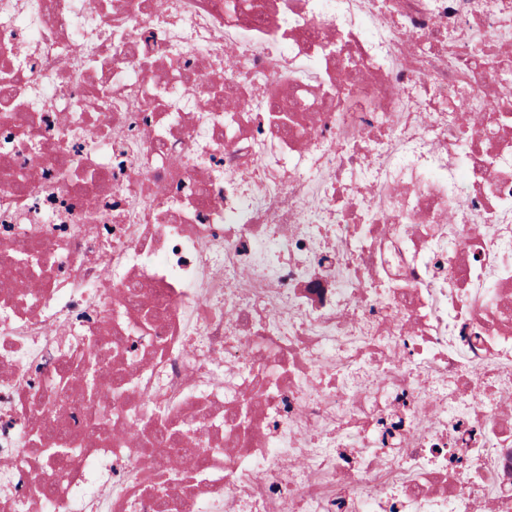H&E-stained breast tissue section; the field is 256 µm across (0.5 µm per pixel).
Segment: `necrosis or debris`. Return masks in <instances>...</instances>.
Returning <instances> with one entry per match:
<instances>
[{
  "label": "necrosis or debris",
  "instance_id": "necrosis-or-debris-1",
  "mask_svg": "<svg viewBox=\"0 0 512 512\" xmlns=\"http://www.w3.org/2000/svg\"><path fill=\"white\" fill-rule=\"evenodd\" d=\"M503 59L512 0H0L9 512H512Z\"/></svg>",
  "mask_w": 512,
  "mask_h": 512
}]
</instances>
